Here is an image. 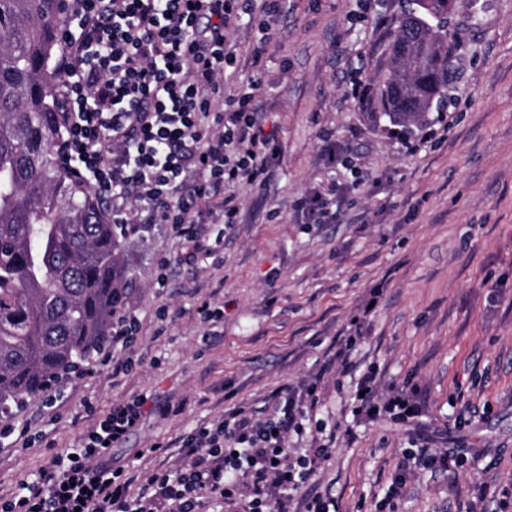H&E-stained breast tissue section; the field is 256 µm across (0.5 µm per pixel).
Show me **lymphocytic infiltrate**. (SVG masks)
<instances>
[{
    "label": "lymphocytic infiltrate",
    "mask_w": 512,
    "mask_h": 512,
    "mask_svg": "<svg viewBox=\"0 0 512 512\" xmlns=\"http://www.w3.org/2000/svg\"><path fill=\"white\" fill-rule=\"evenodd\" d=\"M62 9L69 21L57 33L61 161L105 197L116 223L142 233L164 224L201 249L203 226L237 221L231 188L266 185L279 162L276 130L255 104L258 81L228 97L224 73L237 62V20L258 14L251 60L260 63L288 0H63ZM139 332L137 315L119 308L95 362L127 370ZM357 340L341 337L311 380L277 394L265 416L241 408L200 427L181 438V465L143 476L112 459L149 410L151 395H134L0 498V512H207L227 502L239 512H336L331 491L297 498L332 456L335 433L308 448L289 447L288 438L304 432L325 375L347 366ZM356 389L358 414L389 416L418 435L398 464L393 495L414 470L457 467L460 452L446 446L452 427L421 426L415 393L379 398L369 369Z\"/></svg>",
    "instance_id": "obj_1"
}]
</instances>
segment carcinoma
<instances>
[{"label":"carcinoma","mask_w":512,"mask_h":512,"mask_svg":"<svg viewBox=\"0 0 512 512\" xmlns=\"http://www.w3.org/2000/svg\"><path fill=\"white\" fill-rule=\"evenodd\" d=\"M57 0H0V416L46 391L109 339L128 291L118 225L60 164ZM397 19L380 96L391 122L421 123L457 56L448 0Z\"/></svg>","instance_id":"obj_1"}]
</instances>
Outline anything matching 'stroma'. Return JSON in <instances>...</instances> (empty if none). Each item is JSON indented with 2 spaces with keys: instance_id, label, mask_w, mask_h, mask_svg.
Returning <instances> with one entry per match:
<instances>
[{
  "instance_id": "35a3bbf8",
  "label": "stroma",
  "mask_w": 512,
  "mask_h": 512,
  "mask_svg": "<svg viewBox=\"0 0 512 512\" xmlns=\"http://www.w3.org/2000/svg\"><path fill=\"white\" fill-rule=\"evenodd\" d=\"M488 2L482 37L449 18L459 66L447 98L410 128L390 123L380 98L389 35L408 0H290L255 68L253 22L242 19L240 66L225 91L261 78L258 98L282 150L274 180L235 188L237 223L208 225L216 249L193 264L177 263L187 243L166 225L124 241L136 277L126 307L141 321L135 365L69 377L54 402L45 393L26 399L11 416L25 438L0 444V495L141 392L173 409L147 413L112 454L139 470L176 467L180 438L309 380L361 316L353 362L374 368L380 394L415 390L422 424L463 422L469 451L452 473H415L390 497L415 437L390 417L353 416L357 377L336 371L304 434L288 440L306 448L318 426L336 433L335 453L305 493L331 490L337 512H500L512 494V0ZM354 81L364 97H347ZM406 140L416 151L403 149ZM330 142L334 163L323 155ZM330 188L336 222L296 223L295 205ZM375 288L382 294L364 314ZM205 300L224 309L221 335L195 318ZM469 408L479 415L470 425Z\"/></svg>"
}]
</instances>
